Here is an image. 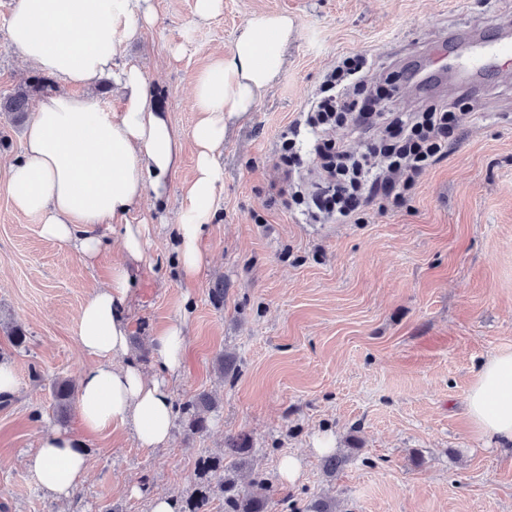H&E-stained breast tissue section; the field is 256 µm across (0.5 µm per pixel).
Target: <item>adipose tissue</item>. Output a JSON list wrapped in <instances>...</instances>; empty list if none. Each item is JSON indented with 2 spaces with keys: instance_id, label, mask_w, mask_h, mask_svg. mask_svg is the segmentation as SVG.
<instances>
[{
  "instance_id": "1",
  "label": "adipose tissue",
  "mask_w": 512,
  "mask_h": 512,
  "mask_svg": "<svg viewBox=\"0 0 512 512\" xmlns=\"http://www.w3.org/2000/svg\"><path fill=\"white\" fill-rule=\"evenodd\" d=\"M154 21L149 0H18L9 41L31 67L72 85L112 80L123 108L112 112L67 94L44 95L28 120L21 154L0 164V189L14 209L36 217L42 236L73 246L85 262L102 248L95 226L107 224L116 233L123 259L80 311L77 344L93 363L77 383L78 414L90 433L131 428L147 450L170 439L168 379L181 369L186 335L178 321L154 338V372L132 354L126 309L150 228L124 218L146 194L164 195L179 163L180 140L153 109L142 71H113L112 60L123 42ZM294 30L287 15L260 16L240 30L230 54H216L195 80L196 159L174 236L184 280H194L206 262L200 240L215 210L227 126L255 109L282 67ZM466 404L479 433L512 443V352L483 362ZM25 466L42 490L66 500L84 481L91 459L82 440L56 429L40 437Z\"/></svg>"
}]
</instances>
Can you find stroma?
<instances>
[{
    "label": "stroma",
    "mask_w": 512,
    "mask_h": 512,
    "mask_svg": "<svg viewBox=\"0 0 512 512\" xmlns=\"http://www.w3.org/2000/svg\"><path fill=\"white\" fill-rule=\"evenodd\" d=\"M150 2L155 23L121 45L117 63L142 70L181 154L165 196L146 195L134 213L150 241L127 306L129 341L151 367L152 337L184 321L173 400L207 392L220 403L201 433L176 413L169 444L152 451L128 428L88 437L77 408L58 414L54 383L91 363L76 342L78 315L119 247L100 225L102 250L85 263L0 191V360L18 381L0 403V512H150L151 498L192 495L200 457L232 437L249 451L224 467L243 490L264 476L269 512H306L319 495L336 498L341 512H512V444L477 434L465 409L480 363L512 352V87L490 81L479 93L438 76L427 93L416 82L399 86L393 107L414 109L429 96L460 117L457 144L401 210L373 204L358 220L309 224L274 191L281 135L339 56L367 54L379 72L420 69L429 40L512 18V0H223L207 19L196 0ZM15 3L0 0L2 94L35 74L9 45ZM266 12L287 14L297 29L256 109L227 131L224 178L200 240L207 264L188 283L172 243L195 157L194 81ZM219 280L217 303L210 290ZM12 326L26 333L25 347L10 343ZM50 429L85 437L93 459L65 502L39 490L24 465ZM324 434L349 457L332 477L313 449ZM289 457L301 465L292 484L279 472ZM136 484L144 495L131 493Z\"/></svg>",
    "instance_id": "stroma-1"
}]
</instances>
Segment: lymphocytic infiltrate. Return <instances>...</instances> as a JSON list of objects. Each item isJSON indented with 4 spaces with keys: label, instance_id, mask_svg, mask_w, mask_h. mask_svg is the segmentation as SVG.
<instances>
[{
    "label": "lymphocytic infiltrate",
    "instance_id": "f902f5d3",
    "mask_svg": "<svg viewBox=\"0 0 512 512\" xmlns=\"http://www.w3.org/2000/svg\"><path fill=\"white\" fill-rule=\"evenodd\" d=\"M362 53L341 56L281 144L283 181L307 223L344 222L371 198L398 208L407 191L457 140L458 117L432 104L418 112H385L390 78L368 81ZM348 127L363 141L351 150L331 136Z\"/></svg>",
    "mask_w": 512,
    "mask_h": 512
}]
</instances>
